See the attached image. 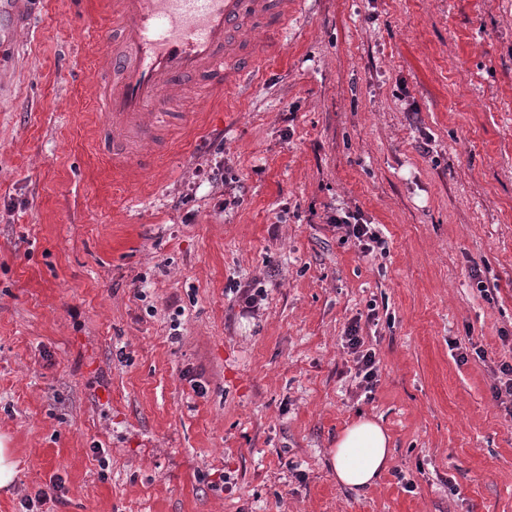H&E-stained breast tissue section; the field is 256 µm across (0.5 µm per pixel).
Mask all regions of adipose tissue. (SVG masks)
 <instances>
[{"label":"adipose tissue","mask_w":512,"mask_h":512,"mask_svg":"<svg viewBox=\"0 0 512 512\" xmlns=\"http://www.w3.org/2000/svg\"><path fill=\"white\" fill-rule=\"evenodd\" d=\"M389 462V437L376 421L361 419L336 440L333 465L339 485L355 492L373 486Z\"/></svg>","instance_id":"obj_1"}]
</instances>
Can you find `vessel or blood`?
Returning a JSON list of instances; mask_svg holds the SVG:
<instances>
[{
  "mask_svg": "<svg viewBox=\"0 0 512 512\" xmlns=\"http://www.w3.org/2000/svg\"><path fill=\"white\" fill-rule=\"evenodd\" d=\"M302 0H110L108 72L97 83L115 164L145 160L191 85L210 96L245 88L275 50L274 32ZM20 0H0V36L26 27Z\"/></svg>",
  "mask_w": 512,
  "mask_h": 512,
  "instance_id": "1",
  "label": "vessel or blood"
}]
</instances>
